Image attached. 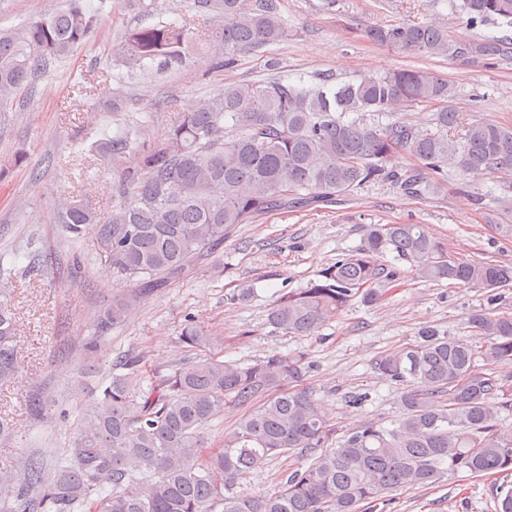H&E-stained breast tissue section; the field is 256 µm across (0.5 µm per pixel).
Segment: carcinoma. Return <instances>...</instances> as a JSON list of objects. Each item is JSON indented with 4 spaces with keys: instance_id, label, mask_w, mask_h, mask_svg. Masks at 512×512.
I'll use <instances>...</instances> for the list:
<instances>
[{
    "instance_id": "cac0c4a2",
    "label": "carcinoma",
    "mask_w": 512,
    "mask_h": 512,
    "mask_svg": "<svg viewBox=\"0 0 512 512\" xmlns=\"http://www.w3.org/2000/svg\"><path fill=\"white\" fill-rule=\"evenodd\" d=\"M192 19L131 28L117 55L127 67L184 66L189 47H207L217 68L233 56L287 38L275 0H193ZM470 22L512 28V0H462ZM98 17L80 0L18 26L0 29V123L32 96L36 79L68 59ZM368 41L401 53L497 59L512 43L494 36L458 40L434 24L371 26ZM453 85L426 70L402 69L336 83L308 85L280 75L228 80L184 112L152 145L118 131L98 156L135 155L115 184L118 203L97 233L112 271L133 287L112 301L101 328L123 325L140 299L208 264L239 224L279 210L334 203L372 181H389L410 197L437 195L444 169L464 176L512 170V129L473 119L451 107ZM417 105L436 108L426 127L378 116ZM373 115L369 121L365 116ZM398 159L414 165L399 167ZM59 223L74 236L96 224L91 208L61 204ZM410 264L426 281L497 288L512 266L462 261L423 224H369L363 243L336 260L322 279L280 295L268 324L277 332H317L355 298L376 303ZM468 324L489 344L441 336L426 328L418 340L375 361L382 378L406 386L394 427L366 423L325 444L335 428L301 388L303 356L272 354L246 366L211 355L162 376L144 377L138 360L116 357L101 394L82 409L83 426L54 465L26 461L25 484L7 512H360L362 504L444 475L512 471V429L500 413L512 408V385L487 372L512 362V316L484 311ZM181 340L208 348L213 338L189 323ZM11 296L0 288V385L19 372ZM244 408L224 447L208 448L204 428L224 407ZM312 456L284 474L279 489L253 495L242 481L265 461Z\"/></svg>"
}]
</instances>
